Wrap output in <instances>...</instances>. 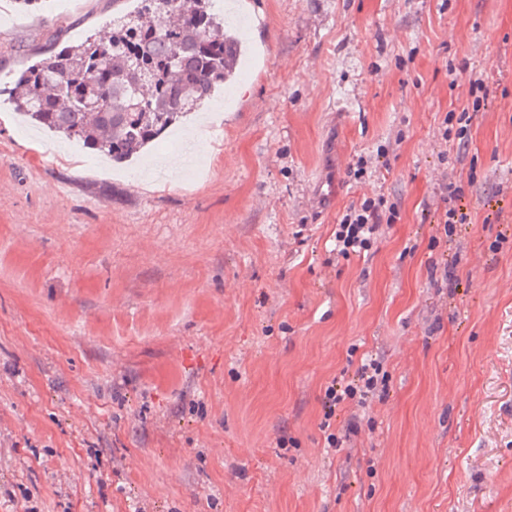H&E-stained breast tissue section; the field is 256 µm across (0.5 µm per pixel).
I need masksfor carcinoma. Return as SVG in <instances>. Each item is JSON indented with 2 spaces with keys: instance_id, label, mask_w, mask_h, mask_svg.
<instances>
[{
  "instance_id": "1",
  "label": "carcinoma",
  "mask_w": 512,
  "mask_h": 512,
  "mask_svg": "<svg viewBox=\"0 0 512 512\" xmlns=\"http://www.w3.org/2000/svg\"><path fill=\"white\" fill-rule=\"evenodd\" d=\"M240 43L211 0H141L88 36L16 76L15 107L114 160L126 159L196 110L232 74Z\"/></svg>"
}]
</instances>
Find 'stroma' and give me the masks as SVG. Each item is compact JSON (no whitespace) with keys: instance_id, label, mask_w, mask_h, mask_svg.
<instances>
[{"instance_id":"35a3bbf8","label":"stroma","mask_w":512,"mask_h":512,"mask_svg":"<svg viewBox=\"0 0 512 512\" xmlns=\"http://www.w3.org/2000/svg\"><path fill=\"white\" fill-rule=\"evenodd\" d=\"M1 4L14 76L139 0ZM238 20L237 77L122 163L0 94V512H512V0H243ZM478 76L493 103L460 153L442 122ZM365 194L400 218L337 259ZM453 258L456 282L431 276ZM353 349L389 396L337 451L322 398Z\"/></svg>"}]
</instances>
